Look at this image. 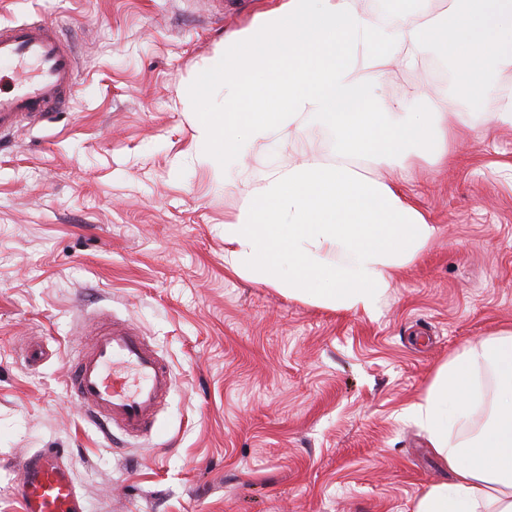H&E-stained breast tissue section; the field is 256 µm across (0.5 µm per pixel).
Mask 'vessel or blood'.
<instances>
[{
  "instance_id": "b4317fda",
  "label": "vessel or blood",
  "mask_w": 512,
  "mask_h": 512,
  "mask_svg": "<svg viewBox=\"0 0 512 512\" xmlns=\"http://www.w3.org/2000/svg\"><path fill=\"white\" fill-rule=\"evenodd\" d=\"M0 61L15 65L10 91L0 93V139L22 120H50L70 93L74 55L46 18L0 26ZM68 390L81 409L129 434L153 429L173 385L167 365L131 324L105 326L92 343L72 348ZM17 494L24 512H83L63 449L40 448L21 458Z\"/></svg>"
}]
</instances>
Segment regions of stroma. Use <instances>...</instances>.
<instances>
[{
	"label": "stroma",
	"mask_w": 512,
	"mask_h": 512,
	"mask_svg": "<svg viewBox=\"0 0 512 512\" xmlns=\"http://www.w3.org/2000/svg\"><path fill=\"white\" fill-rule=\"evenodd\" d=\"M281 2L0 0V25L48 18L75 52L65 104L0 143V512H23L16 463L37 448L64 449L85 512H412L450 479L404 410L457 350L512 329V126L476 114L453 166L420 158L401 181L436 233L378 312L234 273L224 224L268 160L335 157L310 123L227 175L195 161L192 76ZM438 82L455 75L431 56L379 91ZM105 318L175 380L148 437L106 434L66 390L67 346Z\"/></svg>",
	"instance_id": "35a3bbf8"
}]
</instances>
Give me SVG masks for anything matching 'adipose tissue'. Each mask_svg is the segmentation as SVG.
Instances as JSON below:
<instances>
[{
	"label": "adipose tissue",
	"mask_w": 512,
	"mask_h": 512,
	"mask_svg": "<svg viewBox=\"0 0 512 512\" xmlns=\"http://www.w3.org/2000/svg\"><path fill=\"white\" fill-rule=\"evenodd\" d=\"M437 55L456 69V93L377 99L391 66ZM512 0H389L385 14L354 0H284L224 41L194 76L202 162L232 166L255 147L297 140L314 121L336 134V157L310 151L294 166H267L224 226V263L258 282L335 309L374 313L392 273L436 228L396 183L350 162L393 166L448 158V121L495 113L512 126ZM223 103H215L216 91ZM406 414L453 471L428 486L413 512H512V329L463 346L442 363Z\"/></svg>",
	"instance_id": "1"
}]
</instances>
